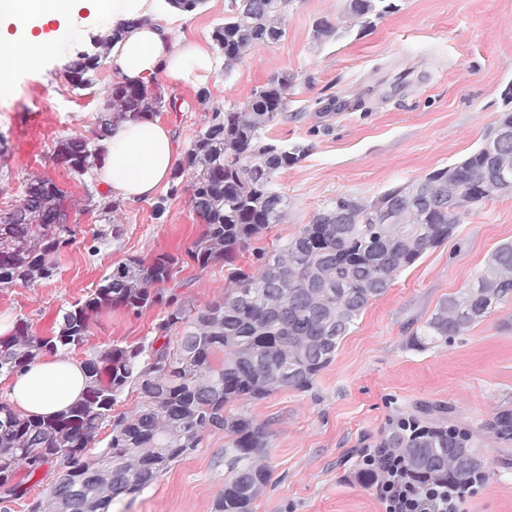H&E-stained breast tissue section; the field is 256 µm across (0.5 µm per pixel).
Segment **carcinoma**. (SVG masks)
<instances>
[{"instance_id":"obj_1","label":"carcinoma","mask_w":512,"mask_h":512,"mask_svg":"<svg viewBox=\"0 0 512 512\" xmlns=\"http://www.w3.org/2000/svg\"><path fill=\"white\" fill-rule=\"evenodd\" d=\"M294 0H230L229 16L212 33L227 69L258 44L279 42ZM395 9L388 0H346L341 22L320 20L314 39L338 41L352 27L370 24ZM108 36L68 66L75 83L105 64ZM294 75H272L241 105L216 107L172 176L171 192L184 171L190 202L205 225L189 256L202 271L228 265L224 298L202 308L180 300L176 290L153 288L174 278L179 259L159 255L122 264L85 301L65 310L55 335L35 336L21 322L0 336V376L25 370L43 352L81 346L91 316L122 307L132 314L163 303L169 311L149 342L112 346L84 364L86 393L81 402L51 420L29 418L0 399V512L26 496L17 471L31 479L45 467H61L45 496L28 512H109L121 495L149 488L170 467L200 448L205 434L224 432V481L215 512H253L270 480L259 462L267 455L268 427L225 407L240 399H263L278 390L309 389L333 360L340 341L367 305L383 296L398 274L454 233L461 213L489 193L504 192L501 174L512 172V135L497 148L479 147L463 160L394 186L375 202L338 197L298 235L272 250L252 242L284 218L277 173L305 155V147L269 137L287 111ZM112 107L97 115L92 137L64 138L52 156L77 176L94 169L100 142L112 126L159 112L162 93L146 86L134 91L117 84ZM61 191L46 180L28 183L19 204L0 219V288L34 284L53 276V256L72 244L77 226L43 224L59 209ZM252 250L254 271L234 267L237 253ZM512 297V242L500 244L478 272L475 284L444 299L409 337L426 350L450 345L497 305ZM141 401L131 412L112 415L126 388ZM439 406L399 417L379 441L407 467L464 487L488 477L486 462L471 449L466 428L434 418ZM112 428L105 448L88 454L104 423ZM493 439L512 442V408L498 410L483 424Z\"/></svg>"}]
</instances>
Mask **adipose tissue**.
<instances>
[{
  "label": "adipose tissue",
  "instance_id": "obj_1",
  "mask_svg": "<svg viewBox=\"0 0 512 512\" xmlns=\"http://www.w3.org/2000/svg\"><path fill=\"white\" fill-rule=\"evenodd\" d=\"M164 0H112V28L117 36L107 58L115 76L137 84L166 73L175 80H205L215 60L204 46L173 30L182 21L171 11L166 22L158 13ZM74 0H0V94L9 93L16 66L40 68L52 41L42 31L51 20H64ZM17 30H10V23ZM171 133L158 120L129 121L115 126L103 142L106 156L101 177L113 197L135 201L162 193L177 161ZM86 383L82 364L44 358L8 377L1 393L21 414L51 418L79 402Z\"/></svg>",
  "mask_w": 512,
  "mask_h": 512
}]
</instances>
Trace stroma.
Returning <instances> with one entry per match:
<instances>
[{
    "label": "stroma",
    "mask_w": 512,
    "mask_h": 512,
    "mask_svg": "<svg viewBox=\"0 0 512 512\" xmlns=\"http://www.w3.org/2000/svg\"><path fill=\"white\" fill-rule=\"evenodd\" d=\"M394 2L396 11L375 25L320 46L313 25L340 17L345 0H295L284 39L253 48L234 69L217 67L202 85L155 77L164 97L180 105L157 117L182 156L211 113L197 99L200 88L220 104H242L271 75L293 74L287 116L271 136L308 152L278 173L285 217L263 233L260 246L298 235L336 197L372 199L462 160L496 121L512 87V0ZM228 4L205 0L182 35L213 47L212 32ZM111 22L112 0L79 10L71 23L55 27L43 66L17 68L14 95L0 99V211L17 204L28 178L44 177L62 191L79 228L73 245L56 256L52 277L0 288V315L27 322L36 336H51L65 309L135 256H178L180 297L197 307L222 298L228 284L224 265L202 271L187 255L204 229L187 191L168 195L160 216L151 199L121 202L104 216L88 199L89 191L102 188L98 171L80 180L52 156L55 141L92 129L116 81L106 65L91 72L82 89L64 74L67 62ZM506 241L512 242V196L493 194L368 304L311 389L231 403V412L266 424L271 433L265 460L271 477L254 512H381L360 477V450L375 444L390 420L424 405L447 408L448 422L471 430L487 462L491 476L470 495L468 512H512V444L482 430L497 409L512 407V299L450 346L420 351L409 343L412 330L442 300L466 291ZM165 314L162 305L137 316L103 310L69 358L82 363L107 347L137 344L154 335ZM227 444L223 433L207 434L201 448L142 493L116 499L111 512H214Z\"/></svg>",
    "instance_id": "obj_1"
}]
</instances>
